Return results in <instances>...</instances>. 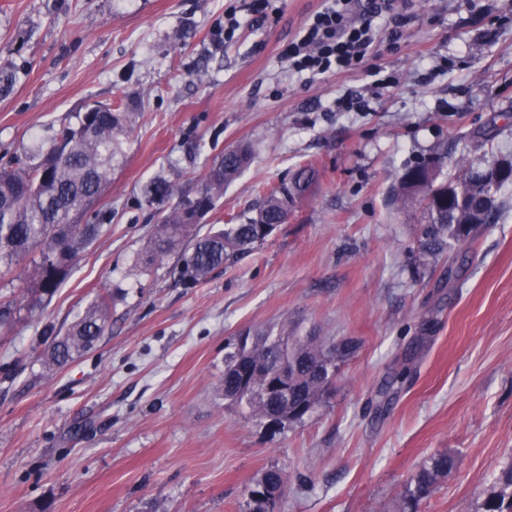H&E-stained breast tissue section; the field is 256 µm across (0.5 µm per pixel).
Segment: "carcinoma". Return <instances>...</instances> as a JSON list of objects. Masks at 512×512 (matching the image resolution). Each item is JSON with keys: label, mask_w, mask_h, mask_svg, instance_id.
I'll return each mask as SVG.
<instances>
[{"label": "carcinoma", "mask_w": 512, "mask_h": 512, "mask_svg": "<svg viewBox=\"0 0 512 512\" xmlns=\"http://www.w3.org/2000/svg\"><path fill=\"white\" fill-rule=\"evenodd\" d=\"M130 125L127 113L100 104L95 111L80 115L76 125L55 133L49 147L41 146L13 165L0 168V278L13 275L17 265L31 257L24 270L25 286L0 300V329L23 315L41 313L81 253L101 234V212L95 211L92 220L86 215L105 193ZM251 159L252 149L245 145L224 151L196 196L183 199L154 226L135 268L156 266L180 250L181 275L197 284L217 267L249 254L279 225L287 223L297 199L313 179L312 168L300 170L289 188L262 189L250 215L234 216L223 226L200 234L199 216L224 194V186L235 180ZM447 164L448 153L439 151L407 167L389 197L394 205L416 202L421 206L425 224L419 253L425 261L471 244L481 224L498 223L504 208L500 191L512 185L510 179L491 185L484 197L471 192L474 173L500 166L512 170V160L482 165L462 157L455 161V173L450 177L443 174ZM173 191L174 185L157 181L148 184L144 194L152 205L162 203ZM109 301L108 296H99L62 336L46 328L44 363L62 366L92 349L107 327ZM349 352L347 344L329 347L312 336L286 332L241 336L224 360V399L259 420L277 414L284 428L327 401L338 362ZM283 369L290 374L288 394L266 389L269 378ZM453 467L454 457L446 452L429 457L406 485L400 512H414L418 502L428 498ZM287 484L283 471L273 468L249 490L269 486L282 494ZM480 509L512 512V462L501 470Z\"/></svg>", "instance_id": "cac0c4a2"}]
</instances>
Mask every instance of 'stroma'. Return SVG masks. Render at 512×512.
Instances as JSON below:
<instances>
[{"label": "stroma", "instance_id": "obj_1", "mask_svg": "<svg viewBox=\"0 0 512 512\" xmlns=\"http://www.w3.org/2000/svg\"><path fill=\"white\" fill-rule=\"evenodd\" d=\"M320 5L0 0V63L16 74L0 167L87 106L132 122L102 233L42 314L0 330V512H247V487L272 467L289 477L280 512H394L445 451L456 466L418 512H478L512 461V188L454 276L447 258L422 265L420 210L389 202L434 152L512 159V0H397L400 39L380 31L355 69L311 78L285 51ZM240 144L255 158L201 230L313 165L288 222L202 283L181 279L176 254L131 275L164 210ZM156 180L181 195L148 205ZM106 292L97 345L47 367L44 325L66 332ZM283 327L354 351L329 402L277 429L225 400L224 357L242 333Z\"/></svg>", "mask_w": 512, "mask_h": 512}]
</instances>
